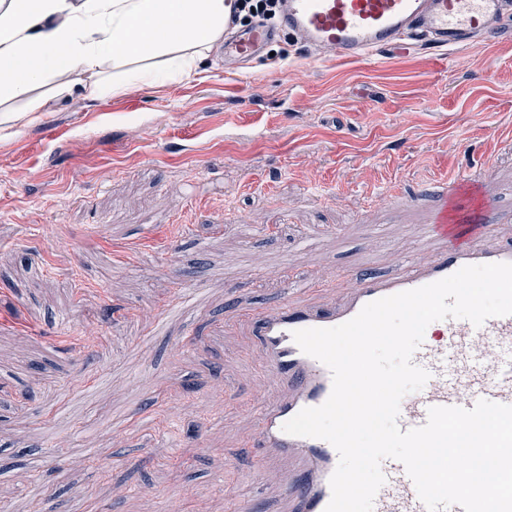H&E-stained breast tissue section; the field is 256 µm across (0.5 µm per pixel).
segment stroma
<instances>
[{"mask_svg": "<svg viewBox=\"0 0 512 512\" xmlns=\"http://www.w3.org/2000/svg\"><path fill=\"white\" fill-rule=\"evenodd\" d=\"M500 40L317 58L281 33L245 68L0 112V512H279L250 406L285 393L242 315L288 277L332 307L425 259L440 181L512 236V17ZM202 301L167 317L183 285Z\"/></svg>", "mask_w": 512, "mask_h": 512, "instance_id": "35a3bbf8", "label": "stroma"}]
</instances>
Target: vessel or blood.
Here are the masks:
<instances>
[{"label":"vessel or blood","instance_id":"obj_1","mask_svg":"<svg viewBox=\"0 0 512 512\" xmlns=\"http://www.w3.org/2000/svg\"><path fill=\"white\" fill-rule=\"evenodd\" d=\"M511 13L512 0H282L278 20L248 30L238 29L236 12H229L224 52L238 61L256 57L282 26L307 50L344 59L387 54L403 45L449 52L499 39ZM438 195L440 204L423 230L431 251L427 262L407 263L392 276L364 278L328 310L287 298L247 318L266 366L286 392L279 403L253 409L265 456L290 465L282 487L284 512H325L339 462L328 441L283 430L300 410L322 405L332 390L329 368L304 354L293 332L342 324L367 303L438 281L467 265L512 263V239H502L498 225L484 218L485 192L478 182L459 177L441 185ZM413 362L430 377L420 391L402 399L401 430L424 425L433 406L470 409L481 399L512 405V315L479 327L451 317L433 322ZM381 470L386 481L373 512H427L400 461L384 459Z\"/></svg>","mask_w":512,"mask_h":512}]
</instances>
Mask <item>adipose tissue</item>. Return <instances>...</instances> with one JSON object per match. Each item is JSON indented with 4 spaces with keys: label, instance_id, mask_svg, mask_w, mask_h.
<instances>
[{
    "label": "adipose tissue",
    "instance_id": "adipose-tissue-1",
    "mask_svg": "<svg viewBox=\"0 0 512 512\" xmlns=\"http://www.w3.org/2000/svg\"><path fill=\"white\" fill-rule=\"evenodd\" d=\"M225 0H0V104L34 91L104 99L202 72L224 40ZM70 82H61V75Z\"/></svg>",
    "mask_w": 512,
    "mask_h": 512
}]
</instances>
